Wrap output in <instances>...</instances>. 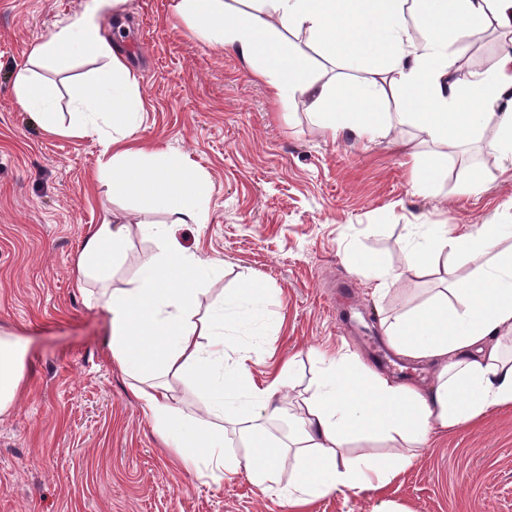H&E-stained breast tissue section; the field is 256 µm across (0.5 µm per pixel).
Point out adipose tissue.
I'll list each match as a JSON object with an SVG mask.
<instances>
[{"instance_id":"obj_1","label":"adipose tissue","mask_w":512,"mask_h":512,"mask_svg":"<svg viewBox=\"0 0 512 512\" xmlns=\"http://www.w3.org/2000/svg\"><path fill=\"white\" fill-rule=\"evenodd\" d=\"M123 2L92 0L49 39L33 45L13 72V91L46 130L97 137L111 128L114 151L99 172L109 194L169 216L168 223L142 225L158 254L116 287L112 281L128 227L120 213H104L83 240L76 286L101 283L97 301L111 323L107 354L123 369L129 395L180 467L218 480L245 475L304 512L344 491H383L431 435L512 406V359L503 345L512 336V247L502 246L512 240V224H484L458 235L433 224L404 241L410 270L438 276L443 288L384 330L400 355L435 366L427 387L398 383L339 351L321 355L312 391L289 401L284 392L293 362L264 386L251 378L249 354L225 366L233 314L264 306L268 290L247 278L237 295L199 316L201 286L215 264L183 247L176 232L204 223L209 186L203 173L179 156L133 144L139 84L95 21L98 7ZM175 10L200 40L238 54L283 108L305 105L331 136L347 130L373 142L395 119L448 150L488 130L502 169L512 171V0H178ZM488 31L500 44L493 66L462 71L457 47ZM302 35L317 55L295 45ZM327 57L356 72V79L323 80L320 61ZM99 59L102 75L79 81L66 100L58 85L40 74ZM388 93L398 100L397 115L382 108ZM63 101L64 117L58 112ZM452 253L463 256V264H450ZM24 360L19 340L1 335L0 414L17 399ZM186 372L202 406L198 418L185 415L164 380ZM282 419L291 435L285 446L268 431L269 423ZM228 424L235 426L243 453L229 451ZM359 436L386 439L390 447L382 455L352 453L350 445Z\"/></svg>"}]
</instances>
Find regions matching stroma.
Here are the masks:
<instances>
[{
  "label": "stroma",
  "mask_w": 512,
  "mask_h": 512,
  "mask_svg": "<svg viewBox=\"0 0 512 512\" xmlns=\"http://www.w3.org/2000/svg\"><path fill=\"white\" fill-rule=\"evenodd\" d=\"M85 2L0 0V333L27 349L24 389L0 415V512H295L245 476L219 481L177 465L103 355L107 312L74 286L83 237L105 212L130 222L117 286L157 254L141 225L167 220L112 199L96 179L106 160L98 139L49 133L15 99L16 64ZM121 16L117 26L104 13L99 25L138 78V141L180 155L209 182L206 222L177 233L218 264L200 312L246 274L270 291L269 318L231 333L237 348L263 339L256 383L291 358L289 395L299 397L318 356L342 350L397 382L430 385L433 365L387 366L365 339L441 286L407 270L399 243L411 225L512 223V172L487 135L463 155L397 123L371 144L347 131L334 139L305 106L284 110L234 52L199 40L172 0H125ZM416 162L435 175L424 193L412 187ZM474 171L487 189L464 195ZM371 259L400 275L386 293ZM385 501L397 512H512V407L430 439L384 492L331 495L309 512H379Z\"/></svg>",
  "instance_id": "stroma-1"
}]
</instances>
